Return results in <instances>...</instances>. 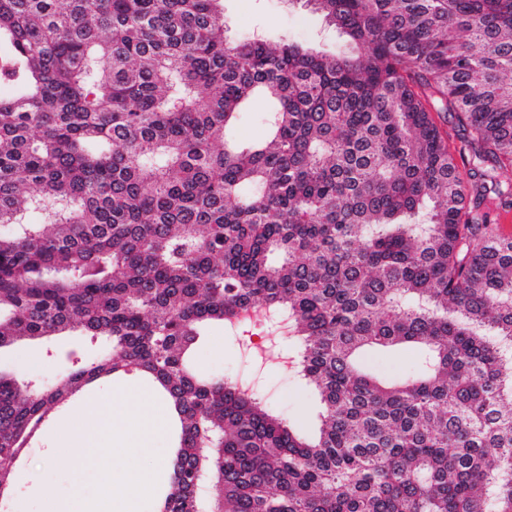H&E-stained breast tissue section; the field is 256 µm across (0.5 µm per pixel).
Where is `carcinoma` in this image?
Masks as SVG:
<instances>
[{
  "instance_id": "obj_1",
  "label": "carcinoma",
  "mask_w": 512,
  "mask_h": 512,
  "mask_svg": "<svg viewBox=\"0 0 512 512\" xmlns=\"http://www.w3.org/2000/svg\"><path fill=\"white\" fill-rule=\"evenodd\" d=\"M304 2L359 53L231 41L222 0H0V349L107 346L51 385L0 372V488L53 410L137 372L178 419L158 512H512V0ZM257 97L268 136L228 137ZM257 308L288 319L310 440L188 363ZM435 121L442 128L443 131L448 133V147L455 154L456 160L458 162L459 169L461 171L467 170V158L464 155V158L461 159L459 152L461 150L462 141L464 139L463 131L451 120L449 116H445L442 114L438 117L436 114H433ZM366 360L371 368L388 375H395L402 371H410L414 366L412 351L404 352L393 357L384 354H370Z\"/></svg>"
}]
</instances>
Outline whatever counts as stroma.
I'll return each mask as SVG.
<instances>
[{
  "instance_id": "35a3bbf8",
  "label": "stroma",
  "mask_w": 512,
  "mask_h": 512,
  "mask_svg": "<svg viewBox=\"0 0 512 512\" xmlns=\"http://www.w3.org/2000/svg\"><path fill=\"white\" fill-rule=\"evenodd\" d=\"M224 31L228 39L262 37L272 42L295 41L330 53L348 54L354 45L347 36L326 24L324 18L302 0H224ZM277 358L256 357L251 348L223 327H211L199 344L196 360L201 368L227 376L257 373L259 391L272 407L287 416L302 435H313L318 428L319 402L312 390L294 375L283 371L280 346ZM98 350L89 347L83 336L72 333L56 337L51 346L21 343L0 353V370L18 378H36L46 382L64 375L80 359L92 360ZM119 380L108 377L83 388L64 408L52 413L39 435L24 448L15 467V480L0 512H43L45 498L67 497L71 491V465L61 461L54 467L44 465L47 448L52 447L59 424L66 420L87 397L107 399Z\"/></svg>"
}]
</instances>
